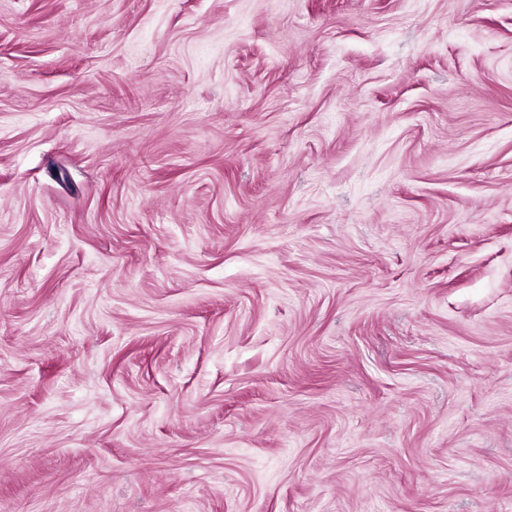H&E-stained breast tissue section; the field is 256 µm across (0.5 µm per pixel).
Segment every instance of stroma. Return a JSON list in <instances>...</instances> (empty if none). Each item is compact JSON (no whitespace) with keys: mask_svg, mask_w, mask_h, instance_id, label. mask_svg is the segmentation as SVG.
Segmentation results:
<instances>
[{"mask_svg":"<svg viewBox=\"0 0 512 512\" xmlns=\"http://www.w3.org/2000/svg\"><path fill=\"white\" fill-rule=\"evenodd\" d=\"M0 512H512V0H0Z\"/></svg>","mask_w":512,"mask_h":512,"instance_id":"obj_1","label":"stroma"}]
</instances>
